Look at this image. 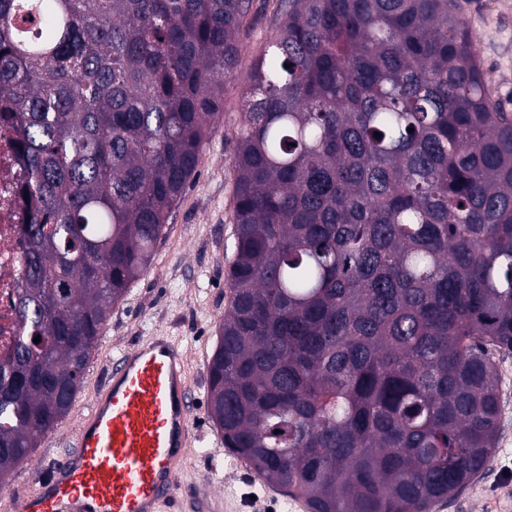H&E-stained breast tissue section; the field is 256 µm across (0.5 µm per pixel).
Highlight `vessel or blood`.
<instances>
[{
    "label": "vessel or blood",
    "mask_w": 512,
    "mask_h": 512,
    "mask_svg": "<svg viewBox=\"0 0 512 512\" xmlns=\"http://www.w3.org/2000/svg\"><path fill=\"white\" fill-rule=\"evenodd\" d=\"M187 352L157 334L120 351L74 432L11 512H164L178 499L180 463L196 436Z\"/></svg>",
    "instance_id": "obj_1"
}]
</instances>
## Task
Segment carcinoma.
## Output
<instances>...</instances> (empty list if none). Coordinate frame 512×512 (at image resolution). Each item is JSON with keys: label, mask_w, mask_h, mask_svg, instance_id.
Segmentation results:
<instances>
[{"label": "carcinoma", "mask_w": 512, "mask_h": 512, "mask_svg": "<svg viewBox=\"0 0 512 512\" xmlns=\"http://www.w3.org/2000/svg\"><path fill=\"white\" fill-rule=\"evenodd\" d=\"M251 3L0 0V122L34 200L0 482L69 412L150 267ZM279 5L243 91L209 419L309 512H436L497 447L512 113L452 0Z\"/></svg>", "instance_id": "cac0c4a2"}]
</instances>
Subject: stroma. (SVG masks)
Segmentation results:
<instances>
[{
    "mask_svg": "<svg viewBox=\"0 0 512 512\" xmlns=\"http://www.w3.org/2000/svg\"><path fill=\"white\" fill-rule=\"evenodd\" d=\"M469 18L486 78L501 100L512 106V0H455ZM276 0H253L238 37L239 64L224 84L223 112L205 144L198 171L175 205L145 276L128 288L103 329L68 414L42 439L31 457L5 482L0 496L31 492L48 464L70 450L77 421L102 385L107 366L121 349L164 331L188 350L191 383L208 395L203 364L216 343V329L228 305L227 271L234 242L232 220L235 136L243 120L241 93L254 58L280 22ZM501 378L499 436L492 466L447 502L440 512H499L512 491V351L496 355ZM180 466L183 491L231 495L240 512H308L302 501L287 498L258 476L242 481L233 457L208 417Z\"/></svg>",
    "mask_w": 512,
    "mask_h": 512,
    "instance_id": "35a3bbf8",
    "label": "stroma"
}]
</instances>
